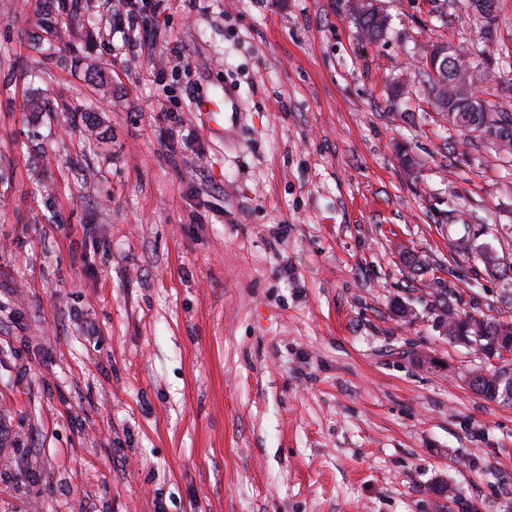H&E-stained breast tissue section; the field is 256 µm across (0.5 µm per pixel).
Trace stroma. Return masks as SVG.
<instances>
[{"mask_svg":"<svg viewBox=\"0 0 512 512\" xmlns=\"http://www.w3.org/2000/svg\"><path fill=\"white\" fill-rule=\"evenodd\" d=\"M43 3L0 0V512H512V407L434 314L512 316L478 258L512 265V156L420 58L494 29L472 63L512 112V0H380L376 42L347 0H150L133 30L53 0L60 65ZM33 68L66 111L25 110ZM227 85L235 119L195 111ZM470 386L489 401L512 406V368L481 370L470 380Z\"/></svg>","mask_w":512,"mask_h":512,"instance_id":"35a3bbf8","label":"stroma"}]
</instances>
